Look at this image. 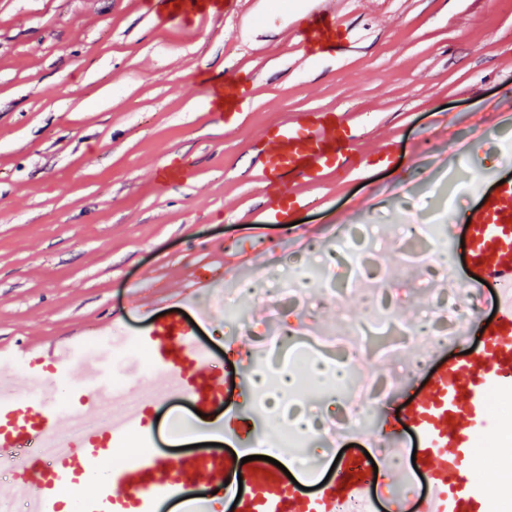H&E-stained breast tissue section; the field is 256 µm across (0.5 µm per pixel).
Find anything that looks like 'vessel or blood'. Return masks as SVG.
Here are the masks:
<instances>
[{"label":"vessel or blood","mask_w":512,"mask_h":512,"mask_svg":"<svg viewBox=\"0 0 512 512\" xmlns=\"http://www.w3.org/2000/svg\"><path fill=\"white\" fill-rule=\"evenodd\" d=\"M161 2L171 19L218 16L224 10L223 0ZM319 2L303 32L311 50L335 46L342 36L332 0ZM242 100L235 80L208 86L210 110L225 119L240 115ZM265 135L269 146L259 153L263 184L274 190L271 215L284 226L309 201L297 193H279L280 185L315 183L355 161L356 132L342 112H304L291 123L268 126ZM446 239L463 245L478 273L469 282L472 292L486 287L496 290L495 315L487 322L476 318L468 323L467 335L480 336L481 345L433 370L422 395L402 403L399 430L374 432L370 445L379 451L377 460L341 456L329 478L315 477L311 495L264 460L258 461L256 471L244 473L249 491L239 494L224 483L229 462L218 449L188 455L176 464L149 450L121 467L98 468V461L111 457L112 443L124 431L151 435L153 412L167 400L186 398L201 413L224 401L223 380L210 368L194 327L171 315L153 322L137 338L160 375L156 389L137 397L129 386L113 385L111 377L95 370V385L74 406L87 426L53 456H45L42 448L66 426L56 406L59 386L23 395L0 390V462L17 464L14 492L27 499L29 512H166L170 504L176 505L177 512H213L216 493L233 500V512H340L346 505L356 506L358 512H378L374 468L388 467L392 454L403 450L401 432L406 429L419 440L418 469L429 485L413 512H489L485 492L471 477L469 451L486 423L490 391L512 388V179L482 195L465 238H458L451 223ZM83 356V340L76 337L1 349L0 368L43 363L61 369ZM115 400L126 401V409L100 420L104 404ZM355 472L360 475L356 481L351 478ZM87 486L92 489L88 495L83 492Z\"/></svg>","instance_id":"b4317fda"}]
</instances>
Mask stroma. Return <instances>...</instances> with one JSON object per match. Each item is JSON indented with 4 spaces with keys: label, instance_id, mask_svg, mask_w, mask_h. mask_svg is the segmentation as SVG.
I'll list each match as a JSON object with an SVG mask.
<instances>
[{
    "label": "stroma",
    "instance_id": "stroma-1",
    "mask_svg": "<svg viewBox=\"0 0 512 512\" xmlns=\"http://www.w3.org/2000/svg\"><path fill=\"white\" fill-rule=\"evenodd\" d=\"M346 47L310 54L301 37L313 0H224L222 16L190 22L158 19V0H0V347L58 340L112 322L113 339L149 328L140 298L154 294L155 317L184 287V273L214 275L211 294H192L185 309L211 366L225 383L224 404L239 405V364L278 380L305 375L303 360L276 365L253 336L287 321L324 331L366 323L369 282L341 301L252 305V337L236 340L219 302L237 280H309L343 236L358 235L363 258L379 262L397 289L395 315L427 324L438 295L452 290L461 317L474 313L472 278L461 250L440 246L430 264H451L457 281L411 278L407 237L378 245V228L401 208L448 202L474 211L480 191L512 178V120L485 123L490 103L512 96V0H335ZM235 79L247 110L225 127L208 108L202 74ZM310 110L345 112L358 130L360 163L308 189L297 225L320 229L315 252L296 251L271 222L256 156L275 122ZM389 149L391 162L372 163ZM182 166V183L161 187L155 172ZM154 449L171 460L196 444V416L185 398L157 408ZM381 425L371 414L350 446L303 437L308 468L330 471L338 454H361L363 436Z\"/></svg>",
    "mask_w": 512,
    "mask_h": 512
}]
</instances>
